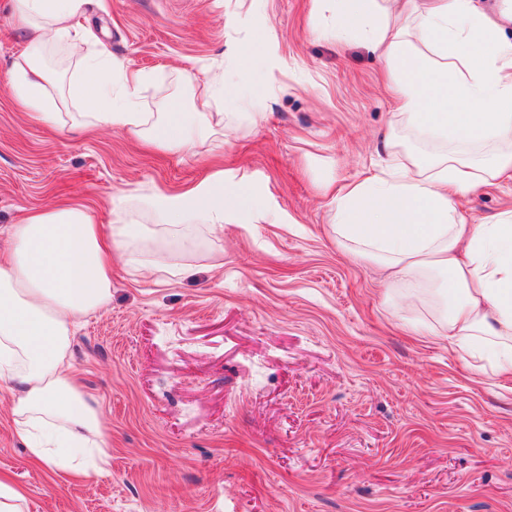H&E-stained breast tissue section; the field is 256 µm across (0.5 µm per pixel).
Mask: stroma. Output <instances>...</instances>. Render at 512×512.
I'll return each mask as SVG.
<instances>
[{
	"mask_svg": "<svg viewBox=\"0 0 512 512\" xmlns=\"http://www.w3.org/2000/svg\"><path fill=\"white\" fill-rule=\"evenodd\" d=\"M0 0L2 229L64 198L91 205L177 189L209 167L249 189L261 217L204 230L139 265L115 260L112 300L82 318L73 369L98 402L112 446L101 473L74 480L35 463L0 391V473L28 512H512V382L416 326H435L446 279L388 286L331 229L324 182L433 158L394 115L384 67L361 39L337 42L325 0H104L86 16L113 60L149 75L143 111L236 72L235 48L274 53L254 70L256 120L224 127L212 156L134 137L30 122L4 85L23 50ZM472 223L512 209V178L462 199ZM187 267L184 275L166 266Z\"/></svg>",
	"mask_w": 512,
	"mask_h": 512,
	"instance_id": "1",
	"label": "stroma"
}]
</instances>
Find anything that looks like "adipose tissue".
I'll return each mask as SVG.
<instances>
[{"mask_svg": "<svg viewBox=\"0 0 512 512\" xmlns=\"http://www.w3.org/2000/svg\"><path fill=\"white\" fill-rule=\"evenodd\" d=\"M336 0L337 36H364L389 72L405 127L448 144L426 162L403 155L389 172L345 183L332 198L340 238L356 245L397 284L447 275L456 301L440 333L449 346L486 358L502 380L512 379V210L487 224L470 223L460 199L512 173V41L500 19L512 21V0H500L499 19L477 11L473 0ZM86 0H11L25 48L9 73L14 102L48 126L128 133L154 149L220 148L227 84L251 81L249 69L207 82L201 112L187 116L173 103L162 112L140 109L146 78L112 61L82 58L80 111H69L49 69L59 46L94 40L78 27ZM495 146L488 159L471 151ZM248 190L227 194L223 171L190 187L110 200L113 222L101 233L79 202L28 211L10 225L12 246L0 257V388L17 395L11 416L31 456L68 476L103 470L111 455L100 408L70 369V338L79 318L112 299V253L126 264L142 260L184 228L213 235L250 216ZM153 220L137 222V212Z\"/></svg>", "mask_w": 512, "mask_h": 512, "instance_id": "obj_1", "label": "adipose tissue"}]
</instances>
